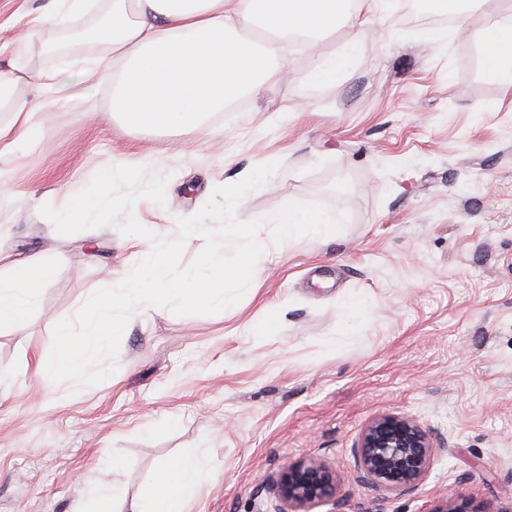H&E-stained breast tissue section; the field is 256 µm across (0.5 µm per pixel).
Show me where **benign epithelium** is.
Segmentation results:
<instances>
[{"mask_svg":"<svg viewBox=\"0 0 512 512\" xmlns=\"http://www.w3.org/2000/svg\"><path fill=\"white\" fill-rule=\"evenodd\" d=\"M435 447L429 433L415 420L391 414L373 419L358 444L363 477L388 492L413 488L429 474ZM276 488L282 512H309L307 506L336 493V476L320 461L309 458L284 464ZM433 512H476L470 502L448 497Z\"/></svg>","mask_w":512,"mask_h":512,"instance_id":"benign-epithelium-1","label":"benign epithelium"}]
</instances>
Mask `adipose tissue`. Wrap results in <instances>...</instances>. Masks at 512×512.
<instances>
[{
  "instance_id": "1",
  "label": "adipose tissue",
  "mask_w": 512,
  "mask_h": 512,
  "mask_svg": "<svg viewBox=\"0 0 512 512\" xmlns=\"http://www.w3.org/2000/svg\"><path fill=\"white\" fill-rule=\"evenodd\" d=\"M433 8L458 24L468 22L486 4H494L497 19L473 30L482 48L485 76L512 84V0H430ZM376 0H109V7L92 29L90 39L99 53L83 61L67 53L38 75V95L19 98L16 90L28 78L25 39L9 69L0 70V112L11 115L0 124V159L12 155L34 129L35 112L49 103L87 99L85 74L115 79L112 110L123 124L136 129L200 127L205 115L223 111L242 96L259 93L280 59V46L293 36L316 40L336 28L354 24L359 12ZM258 25L271 41L245 37L241 22ZM359 49L358 39L341 51L319 56L309 73L318 87L339 83ZM50 93V100L39 97ZM338 216L330 211L288 207L273 219L277 238L287 243L299 234L322 237L335 231ZM53 267L22 263L0 276V328L24 321L39 299ZM208 461L190 452L164 465L154 487L137 512H185L198 493Z\"/></svg>"
}]
</instances>
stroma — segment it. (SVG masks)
I'll use <instances>...</instances> for the list:
<instances>
[{
  "label": "stroma",
  "instance_id": "stroma-1",
  "mask_svg": "<svg viewBox=\"0 0 512 512\" xmlns=\"http://www.w3.org/2000/svg\"><path fill=\"white\" fill-rule=\"evenodd\" d=\"M47 3L0 0L1 69ZM432 16L423 0H383L319 50L288 42L287 79L204 132L124 126L108 81L93 113L35 114L38 135L0 167L18 193L0 208V272L21 260L55 272L26 321L0 330V512H87L102 480L133 512L156 469L193 449L208 467L187 512H281L274 478L305 458L336 474L335 499L311 512H430L449 493L512 512V89L483 78L468 32L436 37ZM354 36L343 82L311 84L317 51ZM51 43L96 52L46 30L27 43L34 71L55 65ZM271 162L280 170L236 208L261 221L268 251L235 307L142 309L113 376L81 389L43 377L55 325L140 256L113 226L57 236L42 205L63 207L105 168L146 166L166 178L165 202L138 201L135 218L174 240L225 178ZM291 204L335 212V233L278 245L271 219ZM352 297L366 305L354 317ZM382 414L435 441L414 488L386 492L361 473V433Z\"/></svg>",
  "mask_w": 512,
  "mask_h": 512
}]
</instances>
